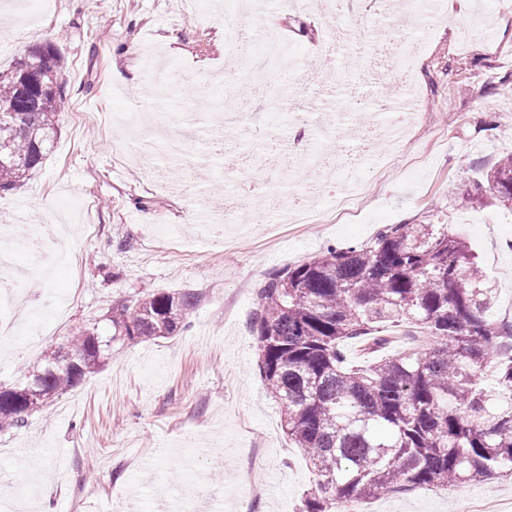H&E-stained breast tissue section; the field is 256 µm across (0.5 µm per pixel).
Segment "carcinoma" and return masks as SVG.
<instances>
[{
  "mask_svg": "<svg viewBox=\"0 0 512 512\" xmlns=\"http://www.w3.org/2000/svg\"><path fill=\"white\" fill-rule=\"evenodd\" d=\"M37 100L23 98L17 65L0 70V193L44 160L57 132L64 87L60 57L40 48ZM512 204V154L486 174ZM191 292L152 290L112 307V338H166L185 328ZM497 289L477 257L442 224H395L371 243L331 247L269 275L257 290L259 368L288 439L315 475L301 512H340L417 488L448 490L512 474V324L495 317ZM408 324L423 344L367 365L345 344H386L381 329ZM68 368L51 357L21 402L0 394V431L19 428L47 401L100 365L97 334L78 331Z\"/></svg>",
  "mask_w": 512,
  "mask_h": 512,
  "instance_id": "1",
  "label": "carcinoma"
}]
</instances>
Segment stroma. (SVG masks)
<instances>
[{
	"mask_svg": "<svg viewBox=\"0 0 512 512\" xmlns=\"http://www.w3.org/2000/svg\"><path fill=\"white\" fill-rule=\"evenodd\" d=\"M33 22L0 20V66L10 67L32 48L54 45L62 64L65 99L58 134L42 166L14 191L0 195V225L24 214L32 224L65 227L62 245L76 254L75 266L58 267L52 278L18 280L27 298L6 310L14 336L0 343V387L24 382L45 355L80 330L110 335L113 305L161 289L189 291L195 305L190 326L150 342L112 341L103 364L78 387L49 399L21 429L0 431V493L27 499L31 486H49L35 512H158L181 502L199 479L225 492L220 512H298L314 485L300 449L284 433L277 404L258 368L252 327L254 290L270 271L297 264L331 245L372 242L388 224H444L466 238L482 272L499 288L498 312H512V208L491 193L464 205L462 186L483 183L498 160L512 154V10L501 0H483L493 19V38L473 32L459 46L471 20L453 0L448 23L424 39L419 60L422 121L410 138L423 161L387 168L377 158L393 151L381 141L364 154L358 180L368 200L355 217L338 216L333 192L320 202L322 224H279L276 241L256 232L265 200L249 193L237 202L238 223L250 233L222 239L205 231L202 217L224 210L227 180L246 185L261 174L260 140L287 144L286 115L325 100L319 122L325 144L336 154L359 143L339 126L337 115L359 110L361 127L385 121L371 104L375 89L349 82L337 96L335 81L309 91L289 90L284 73L236 84L234 94L251 100L238 128L254 156L249 166L228 171L223 143L188 140L172 188L162 193L154 169L115 154L128 138L104 116L142 113V134L174 130L177 111L195 102L199 126L227 109L220 87L206 76L238 71V55L225 42L227 26H249L240 0H198L185 12L181 0H37ZM284 41V57L308 59L329 31L320 15H297L278 7L268 16ZM342 24L365 42L402 37L400 26L351 0ZM176 63L193 74V85L148 94L146 54ZM130 76L116 85L114 71ZM38 330L37 350L25 337ZM265 458L249 464L246 450ZM500 499L512 512V478L499 475L447 491L417 489L363 502L364 512H462L469 500Z\"/></svg>",
	"mask_w": 512,
	"mask_h": 512,
	"instance_id": "35a3bbf8",
	"label": "stroma"
}]
</instances>
